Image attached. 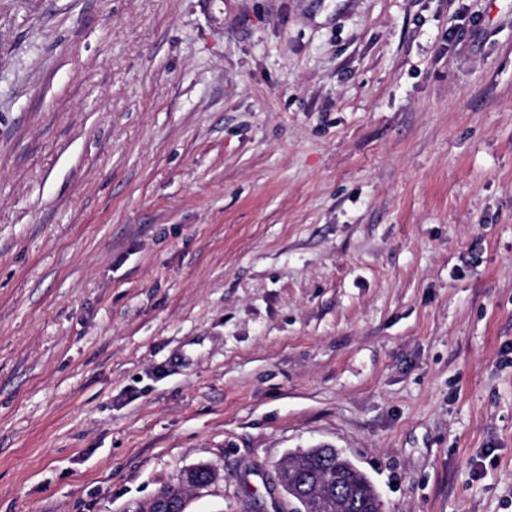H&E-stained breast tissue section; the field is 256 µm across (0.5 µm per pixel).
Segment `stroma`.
Masks as SVG:
<instances>
[{
  "label": "stroma",
  "instance_id": "1",
  "mask_svg": "<svg viewBox=\"0 0 512 512\" xmlns=\"http://www.w3.org/2000/svg\"><path fill=\"white\" fill-rule=\"evenodd\" d=\"M512 512V0H0V512ZM284 483L286 487L281 484L283 491L288 496V499L296 501L301 508L295 512H315L308 511L309 506L316 500V496L321 493L320 484L315 479H296ZM336 506L340 504L345 507V510H360L361 512H381V502L375 490H373L371 500L362 499L358 496L357 492L349 487L344 488L340 493H337ZM188 499L181 495L159 492L149 503L146 512H187Z\"/></svg>",
  "mask_w": 512,
  "mask_h": 512
}]
</instances>
